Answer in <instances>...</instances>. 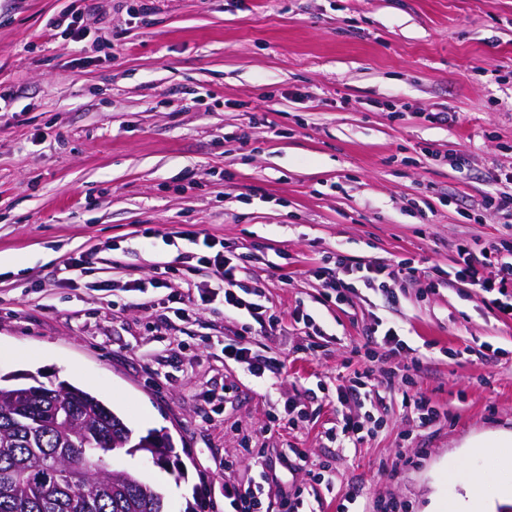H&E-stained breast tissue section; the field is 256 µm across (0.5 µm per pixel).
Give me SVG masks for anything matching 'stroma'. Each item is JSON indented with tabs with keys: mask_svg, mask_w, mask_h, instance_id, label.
Here are the masks:
<instances>
[{
	"mask_svg": "<svg viewBox=\"0 0 512 512\" xmlns=\"http://www.w3.org/2000/svg\"><path fill=\"white\" fill-rule=\"evenodd\" d=\"M140 3L0 0V375L69 381L135 433L168 432L182 477L139 454L103 464L139 473L172 512H224L225 482L258 479L261 448L301 453L278 475L315 512H336L312 479L324 466L337 489L359 486L350 512L380 498L426 512L463 482L492 491L512 319L455 272L459 244L512 237V217L481 205L489 171L512 168V0H154L145 18ZM78 9L82 41L55 33ZM448 110L458 123L434 120ZM148 228L242 255L278 319L254 342L280 375L225 361L241 322L223 310L132 306L163 263L157 296L213 281L179 261L195 244ZM340 255L418 273L338 302L315 271L347 279ZM379 320L409 352L386 357L368 335ZM367 367L393 386L340 406L337 379ZM415 393L440 410L430 426L404 401ZM344 414L374 435L339 447Z\"/></svg>",
	"mask_w": 512,
	"mask_h": 512,
	"instance_id": "obj_1",
	"label": "stroma"
}]
</instances>
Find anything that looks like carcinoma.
I'll return each instance as SVG.
<instances>
[{
    "instance_id": "carcinoma-1",
    "label": "carcinoma",
    "mask_w": 512,
    "mask_h": 512,
    "mask_svg": "<svg viewBox=\"0 0 512 512\" xmlns=\"http://www.w3.org/2000/svg\"><path fill=\"white\" fill-rule=\"evenodd\" d=\"M133 431L96 395L0 376V512H169L162 495L128 470L104 467L121 451L166 463L175 448L154 431Z\"/></svg>"
}]
</instances>
